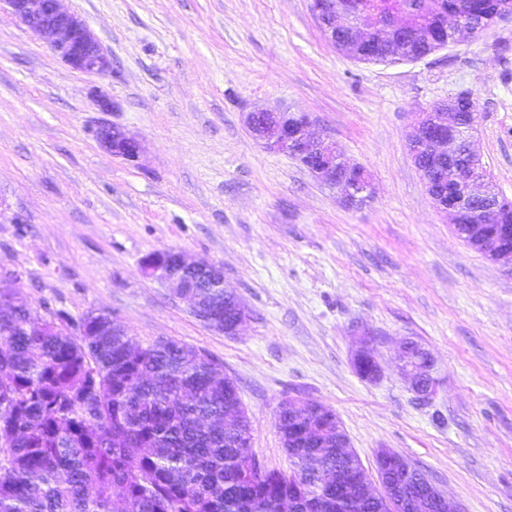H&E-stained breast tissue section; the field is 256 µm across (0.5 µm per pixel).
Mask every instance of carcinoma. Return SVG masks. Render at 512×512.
Segmentation results:
<instances>
[{
  "label": "carcinoma",
  "mask_w": 512,
  "mask_h": 512,
  "mask_svg": "<svg viewBox=\"0 0 512 512\" xmlns=\"http://www.w3.org/2000/svg\"><path fill=\"white\" fill-rule=\"evenodd\" d=\"M355 26L336 48L360 61L397 50L423 54L450 28L467 29L481 14L492 22L512 0H324ZM412 26L400 43L387 18ZM365 26L368 38L357 37ZM450 192L458 173L424 161ZM187 291H219L221 321L233 318L236 292L190 279ZM22 304L0 319V512H388L372 497L355 504L345 485L324 476L363 470L359 457L336 448V423L285 413L291 469L257 470L244 454L249 423L218 430L224 410L241 403L234 381L214 376L193 347L161 340L133 347L127 336H99L109 316L93 311L73 319L82 336L34 335ZM404 497L403 512H434L413 476L388 473Z\"/></svg>",
  "instance_id": "1"
}]
</instances>
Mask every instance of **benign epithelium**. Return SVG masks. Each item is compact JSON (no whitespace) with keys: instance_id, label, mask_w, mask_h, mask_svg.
Wrapping results in <instances>:
<instances>
[{"instance_id":"benign-epithelium-1","label":"benign epithelium","mask_w":512,"mask_h":512,"mask_svg":"<svg viewBox=\"0 0 512 512\" xmlns=\"http://www.w3.org/2000/svg\"><path fill=\"white\" fill-rule=\"evenodd\" d=\"M0 4L6 6L21 25L45 41L53 53L72 69L96 76H104L112 70V58L99 38L79 15L64 10L61 0H0ZM315 4L321 31L332 33L338 26L339 15L326 10L320 0H315ZM475 122L476 115L473 114L470 122L461 123L458 113L451 109L425 112L409 135L415 164H420L421 153L425 152L437 160H448L450 165L465 160L473 169V173L460 183L462 208L448 205L443 196L437 194L433 184L425 181L428 195L436 208L450 215L455 225L484 224L487 214L498 212L503 206L501 196L489 192L482 162L471 149L470 138ZM246 125L265 148L300 161L314 179L343 186L347 201L354 202L360 195L372 194L371 182L362 169L347 165L333 142L311 136L307 115L284 109H261L247 113ZM96 137L100 147L115 157L134 160L143 150L137 138L114 124L100 125ZM511 230L504 224L499 230L480 234L477 251L511 264L512 246L508 245ZM142 269L147 276L167 284L169 288L180 289L178 295L186 299L193 313L214 331L234 336L248 317L247 308L239 303L233 320L219 323L210 311L221 306L224 297L206 301L181 291L185 287V279L191 275L206 278L212 288L226 287L223 269L215 263L190 261L183 253L176 252L171 261L145 259ZM433 366V358L426 349L413 342L405 343L402 373L417 395L426 397L434 392ZM380 482L381 489L378 490L369 480H363V493L381 496L391 512H401L403 499L395 495L385 476H380Z\"/></svg>"}]
</instances>
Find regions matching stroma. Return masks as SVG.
I'll use <instances>...</instances> for the list:
<instances>
[{"mask_svg":"<svg viewBox=\"0 0 512 512\" xmlns=\"http://www.w3.org/2000/svg\"><path fill=\"white\" fill-rule=\"evenodd\" d=\"M62 5L111 54L108 76L71 69L0 12V279L32 316L103 310L138 345L205 352L235 379L248 452L268 468L291 466L275 419L299 395L337 414L371 482L387 448L463 512H512V264L454 234L408 142L423 112L469 92L472 148L512 200V20L390 63L336 50L312 0ZM260 108L308 115L372 197L348 204L264 148L245 125ZM103 123L139 139V158L104 151ZM163 250L222 266L249 311L236 335L144 274ZM364 335L374 381L351 363ZM409 341L434 360L426 399L402 377Z\"/></svg>","mask_w":512,"mask_h":512,"instance_id":"1","label":"stroma"}]
</instances>
